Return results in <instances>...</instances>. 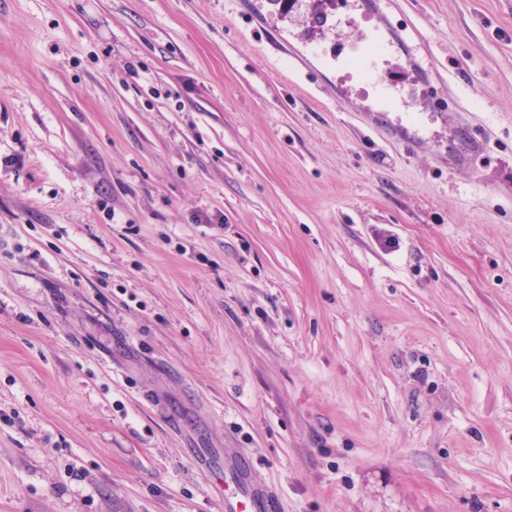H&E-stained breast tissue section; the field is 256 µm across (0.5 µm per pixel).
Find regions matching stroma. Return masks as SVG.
Listing matches in <instances>:
<instances>
[{"mask_svg": "<svg viewBox=\"0 0 512 512\" xmlns=\"http://www.w3.org/2000/svg\"><path fill=\"white\" fill-rule=\"evenodd\" d=\"M392 15L398 128L342 0H0V512H512V0ZM232 475L239 486L241 485L240 492L235 494L224 492L225 512H279V504L273 494L246 488L234 472Z\"/></svg>", "mask_w": 512, "mask_h": 512, "instance_id": "35a3bbf8", "label": "stroma"}]
</instances>
